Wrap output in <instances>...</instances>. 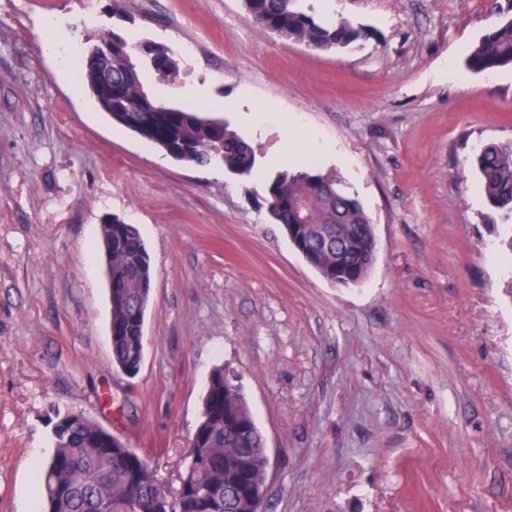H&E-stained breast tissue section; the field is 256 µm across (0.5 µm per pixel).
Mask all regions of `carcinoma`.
<instances>
[{
  "instance_id": "obj_1",
  "label": "carcinoma",
  "mask_w": 512,
  "mask_h": 512,
  "mask_svg": "<svg viewBox=\"0 0 512 512\" xmlns=\"http://www.w3.org/2000/svg\"><path fill=\"white\" fill-rule=\"evenodd\" d=\"M247 15L279 37L316 49L339 52L370 38L371 33L346 21H322L309 14L302 0H243ZM112 42V58L86 65L88 51L79 61L81 79L91 91L101 77L112 74V101L97 100L127 109L116 123L154 143L175 147L178 161L188 165L221 164L241 176L254 174L251 146L229 125L202 109L184 111L151 94L139 71L126 68V55L137 59L169 86L178 85L180 65L161 45L134 43L121 31L102 34L101 47ZM474 72L512 66V18L496 25L466 58ZM472 166L480 175L490 206L512 214V144H489L476 153ZM272 221L288 230L296 223V207L305 208L307 223L335 227L347 233L339 245L327 248L307 244L306 258L325 279L336 276V262L353 280L363 281L376 250L371 220L357 194L334 171L313 165L301 171L284 169L260 181ZM112 248L110 343L113 364L134 376L144 357V322L152 284L150 257L136 225L114 216L101 230L100 249ZM226 367L209 375L202 398L201 418L190 442L189 462L180 476L174 497L158 482L147 455L114 448L105 432L80 412L57 415L53 451L36 473L42 512H264V502L253 492L265 482V439L241 391L225 383Z\"/></svg>"
}]
</instances>
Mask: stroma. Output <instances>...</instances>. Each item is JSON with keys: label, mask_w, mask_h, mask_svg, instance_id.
Instances as JSON below:
<instances>
[{"label": "stroma", "mask_w": 512, "mask_h": 512, "mask_svg": "<svg viewBox=\"0 0 512 512\" xmlns=\"http://www.w3.org/2000/svg\"><path fill=\"white\" fill-rule=\"evenodd\" d=\"M374 39L334 53L254 23L242 0H0V512H40L29 470L55 411L145 448L179 485L212 368L240 376L269 466L266 512H512V228L471 156L512 143V68L469 52L512 0H304ZM121 27L180 63L167 103L221 117L258 169L294 136L351 183L376 257L324 280L256 179L191 166L112 122L73 71ZM273 106L255 132L233 103ZM137 225L153 270L145 356L112 363L97 245Z\"/></svg>", "instance_id": "1"}]
</instances>
